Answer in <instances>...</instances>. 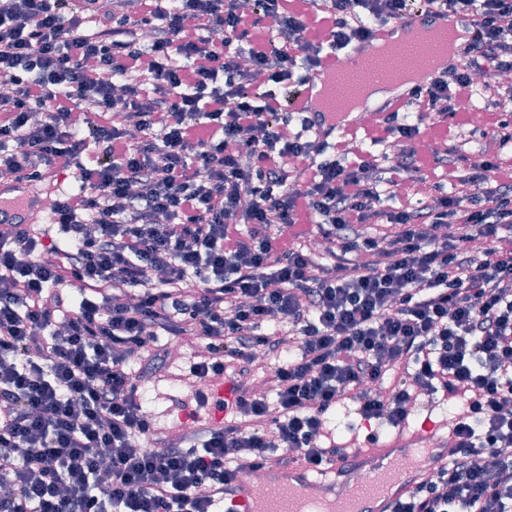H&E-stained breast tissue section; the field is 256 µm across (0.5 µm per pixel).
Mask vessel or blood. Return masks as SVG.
I'll use <instances>...</instances> for the list:
<instances>
[{
    "mask_svg": "<svg viewBox=\"0 0 512 512\" xmlns=\"http://www.w3.org/2000/svg\"><path fill=\"white\" fill-rule=\"evenodd\" d=\"M425 27L452 28L462 42L469 37L466 22L458 17L443 14L431 18L414 13L375 28L371 42L382 43L399 29L410 32ZM353 57L350 51L324 56L312 79L293 96L292 110L317 113L318 128L334 126L346 133H357L360 121L356 116L338 120L333 113L318 112L316 106L327 75L344 69ZM52 191L49 184L0 182V219L31 223V209ZM450 453L445 422H427L419 429L400 432L390 440L356 451L347 461L329 467L322 477L305 465L268 470V491L262 497L256 495L247 476H239L236 491L224 508L226 512H308L307 497L315 491L324 499L321 512H393L396 502Z\"/></svg>",
    "mask_w": 512,
    "mask_h": 512,
    "instance_id": "obj_1",
    "label": "vessel or blood"
}]
</instances>
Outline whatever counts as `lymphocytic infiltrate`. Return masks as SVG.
I'll return each mask as SVG.
<instances>
[{
	"label": "lymphocytic infiltrate",
	"mask_w": 512,
	"mask_h": 512,
	"mask_svg": "<svg viewBox=\"0 0 512 512\" xmlns=\"http://www.w3.org/2000/svg\"><path fill=\"white\" fill-rule=\"evenodd\" d=\"M98 4L0 0V180L79 186L58 236L0 223V512H218L244 471L346 459L336 407L398 428L458 398L454 454L394 512H512V0ZM415 11L471 36L371 148L290 111L327 52ZM163 336L198 346L180 385L232 378L223 426L202 390L172 400L193 426L155 425Z\"/></svg>",
	"instance_id": "1"
}]
</instances>
